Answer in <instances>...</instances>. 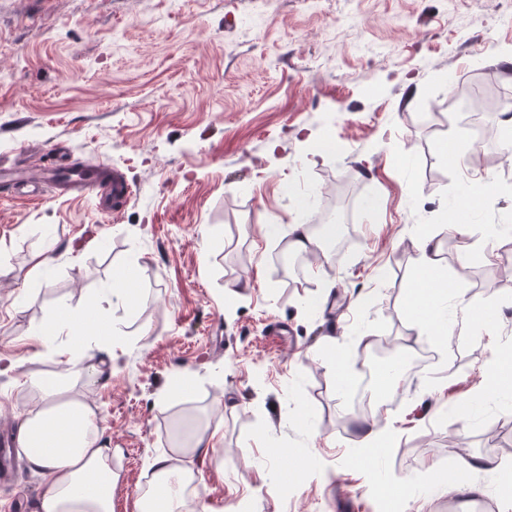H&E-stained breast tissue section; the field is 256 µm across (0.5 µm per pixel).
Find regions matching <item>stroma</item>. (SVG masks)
Here are the masks:
<instances>
[{
  "label": "stroma",
  "instance_id": "1",
  "mask_svg": "<svg viewBox=\"0 0 512 512\" xmlns=\"http://www.w3.org/2000/svg\"><path fill=\"white\" fill-rule=\"evenodd\" d=\"M506 51L512 0H0V161L22 167L64 141L70 162L132 189L112 214L93 196L0 187V357L22 362L0 374V424L37 402L26 376L58 368L41 325L131 266L144 302L103 311L122 336L115 371L75 387L103 418L114 512H137L149 458L190 423L223 432L198 473L207 512H383L389 479L405 512H512V400L476 394L512 351V275L496 276L512 267V158L459 123L483 110L475 84L512 91ZM451 136L455 164L441 152ZM476 172L496 181L469 210ZM344 188L340 248L302 256L304 284L290 285L273 263L288 224L320 230ZM460 213L508 224L492 258L460 265L472 241L447 230ZM428 234L449 280L493 314V336H422L406 298ZM49 236L53 260L30 278ZM332 347L349 385L327 364ZM375 354L400 370L375 414L399 433L363 460L351 384ZM263 434L280 452L257 447ZM472 456L485 466L465 469ZM449 470L476 498L427 479ZM47 486L18 464L0 478V512H36Z\"/></svg>",
  "mask_w": 512,
  "mask_h": 512
}]
</instances>
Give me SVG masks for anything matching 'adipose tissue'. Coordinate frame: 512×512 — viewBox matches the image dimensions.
I'll list each match as a JSON object with an SVG mask.
<instances>
[{
  "label": "adipose tissue",
  "mask_w": 512,
  "mask_h": 512,
  "mask_svg": "<svg viewBox=\"0 0 512 512\" xmlns=\"http://www.w3.org/2000/svg\"><path fill=\"white\" fill-rule=\"evenodd\" d=\"M450 299L455 302L457 321L492 329L493 318L481 316L472 307L465 289L449 288L436 249L431 240H424L407 307L434 340H445L448 335L444 309ZM104 301L97 295L82 312L61 311L38 333L48 349L56 347L59 336H68L71 353L84 362L83 373L93 381L109 378L114 371L111 327L100 316ZM87 324L99 335L97 346L86 341L83 327ZM69 376L66 370L28 376L38 401L15 418L16 446L29 470L48 479L38 512H113L112 489L119 475L112 469V449L101 439L102 417L97 407L75 393ZM188 434L187 443L153 457L148 465L151 478L138 501L151 503L153 512H197L198 491L192 486L197 474L183 459L209 457L219 431L193 427Z\"/></svg>",
  "instance_id": "ef3b65f1"
}]
</instances>
